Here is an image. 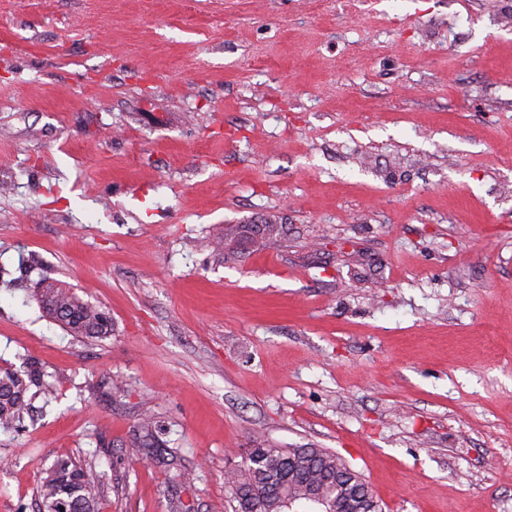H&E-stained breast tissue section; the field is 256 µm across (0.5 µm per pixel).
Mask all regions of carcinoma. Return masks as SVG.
I'll use <instances>...</instances> for the list:
<instances>
[{
	"label": "carcinoma",
	"instance_id": "obj_1",
	"mask_svg": "<svg viewBox=\"0 0 512 512\" xmlns=\"http://www.w3.org/2000/svg\"><path fill=\"white\" fill-rule=\"evenodd\" d=\"M41 302L46 315L72 336L98 340L112 333L106 311L64 284L44 289ZM33 387L45 394L50 385L34 369L0 372V431L18 428ZM163 435L158 417L145 412L137 418L125 452L170 468L176 465L177 449L168 447ZM224 488L231 512H314L319 503L329 512H382L350 465L322 448H253L242 463L224 470ZM38 494L43 512H95L90 474L70 460L46 470Z\"/></svg>",
	"mask_w": 512,
	"mask_h": 512
}]
</instances>
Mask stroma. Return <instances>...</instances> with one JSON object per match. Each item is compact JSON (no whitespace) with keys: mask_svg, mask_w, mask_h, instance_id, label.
Here are the masks:
<instances>
[{"mask_svg":"<svg viewBox=\"0 0 512 512\" xmlns=\"http://www.w3.org/2000/svg\"><path fill=\"white\" fill-rule=\"evenodd\" d=\"M27 364L50 392L0 433V512L62 459L98 512H228L260 444L336 452L383 512H512V0H0V368ZM147 408L194 486L125 455ZM41 302L46 315L62 324L75 337L98 340L111 336L112 321L100 306L82 300L64 284L43 290Z\"/></svg>","mask_w":512,"mask_h":512,"instance_id":"stroma-1","label":"stroma"}]
</instances>
